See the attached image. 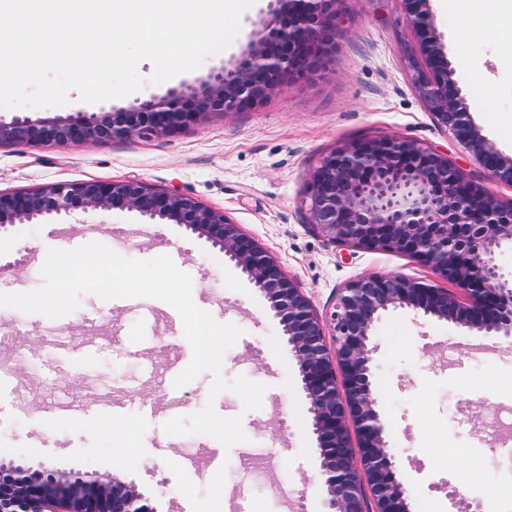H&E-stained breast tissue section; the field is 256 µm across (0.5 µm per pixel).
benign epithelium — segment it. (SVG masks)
<instances>
[{"label": "benign epithelium", "mask_w": 512, "mask_h": 512, "mask_svg": "<svg viewBox=\"0 0 512 512\" xmlns=\"http://www.w3.org/2000/svg\"><path fill=\"white\" fill-rule=\"evenodd\" d=\"M337 2L276 0L275 23L251 42L235 69L197 88L171 89L113 112L0 119V144L149 138L194 124L206 113L257 106L289 81L327 68L335 53ZM404 2L425 55L423 65L408 57L419 96L487 171L512 185V159L487 143L459 92L448 87V62L434 40L426 0ZM309 199L312 223L334 242L406 254L454 282L466 299L400 274L373 273L340 289L326 322L268 251L223 213L141 182L82 181L0 193V227L76 209H120L146 221L182 224L220 248L269 300L294 353L327 487V512H412L411 491L398 476L387 424L376 409L372 330L383 313L407 308L512 339V270L496 262L499 251L512 248V205L499 203L448 153L400 136L367 137L324 155L312 174ZM0 512L158 510L135 488L108 484L95 472L59 475L0 459Z\"/></svg>", "instance_id": "1"}]
</instances>
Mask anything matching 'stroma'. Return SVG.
<instances>
[{"label":"stroma","instance_id":"obj_1","mask_svg":"<svg viewBox=\"0 0 512 512\" xmlns=\"http://www.w3.org/2000/svg\"><path fill=\"white\" fill-rule=\"evenodd\" d=\"M272 0H253L222 52L192 71L156 83L144 60V86L113 104L123 107L195 88L232 70L266 24ZM498 0H428L448 61L450 82L473 124L504 157H512V57L485 34ZM336 51L319 76L289 84L256 107L209 113L150 139L42 147H0V191H33L52 183L138 180L177 191L223 212L275 258L327 316L338 289L361 276L394 272L456 291L448 281L400 254L352 249L311 222L308 187L320 159L335 147L373 136H403L447 152L499 202L512 185L497 181L453 134L438 125L416 92L405 54L418 50L402 0H339ZM70 91L62 106L0 108V119L32 120L98 112ZM68 225L103 226L100 243L136 260L167 256L192 280L195 304L242 331L222 360L221 375L265 384L261 408L244 410L238 395L210 397L204 372L172 390V374L193 357L183 324L153 298L104 300L82 294L73 312L49 318L0 309V456L64 473L95 471L135 486L160 512H325L316 437L306 416L295 357L270 303L223 252L178 224H147L120 209L75 210L49 224L0 231V293L41 287L49 249L80 247ZM373 386L388 441L411 485L415 512H461L452 494L466 482L478 512H512L498 495L512 484V340L464 331L446 321L396 309L376 324ZM497 409L483 408L486 400ZM213 403L241 416L246 441L224 447L206 434L171 435L166 421ZM60 406L68 417H54ZM175 449L178 458L166 457ZM270 460L244 472L247 449ZM478 458L495 459L489 470Z\"/></svg>","mask_w":512,"mask_h":512}]
</instances>
